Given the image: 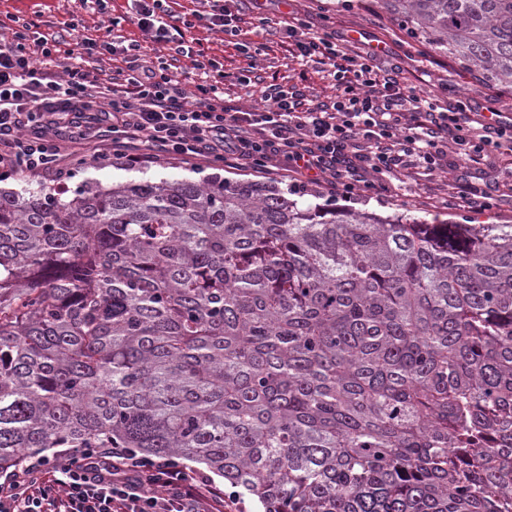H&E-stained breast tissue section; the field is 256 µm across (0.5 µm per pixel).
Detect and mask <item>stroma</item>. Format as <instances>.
<instances>
[{
    "mask_svg": "<svg viewBox=\"0 0 512 512\" xmlns=\"http://www.w3.org/2000/svg\"><path fill=\"white\" fill-rule=\"evenodd\" d=\"M296 11L313 31L336 33L355 38V48L367 50L370 44L385 41L391 60L401 61L410 84L437 95H464L474 106H492L512 114V90L479 82L447 55L440 54L416 42L402 30L396 16L381 8L378 0H264L262 7H255L252 0H243L239 9L236 42L225 41L223 34L208 30L203 23L187 29L186 38L199 40L207 57L220 63L224 78L226 105L244 109L263 106L262 91L271 83L294 86L304 95L308 104L330 101L337 94L336 84L329 74V67L319 61L297 56L285 38L281 25L289 11ZM29 19L41 14V33L60 31L62 23L72 24L65 34L59 52L45 59L52 71L64 72L78 64L90 72L111 70L115 64L81 56L83 38H96L105 34L115 40H134L141 53L154 56L160 47L144 34L130 18L127 0H111L109 16H102L81 0H0V13ZM250 45L253 55L243 54L241 45ZM84 161V168H77V161ZM66 167L67 185L82 182L109 186L140 180L180 181L190 179L251 180L268 183L267 175L249 169L232 170L222 163L210 162L195 165L177 160L151 163L145 166L126 167L116 163L95 161L92 150L72 154ZM465 169L463 160L456 153L448 155L447 173L434 177L392 182L389 190L344 199L334 197L323 185L305 187L304 194L314 203L335 202L336 205L375 211L381 214H399L409 219L425 222L448 220L457 224H512V153L500 150L489 155L482 172L486 189L495 194L508 195V203L486 212L451 207L446 203L453 177Z\"/></svg>",
    "mask_w": 512,
    "mask_h": 512,
    "instance_id": "stroma-1",
    "label": "stroma"
}]
</instances>
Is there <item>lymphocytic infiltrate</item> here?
<instances>
[{"label":"lymphocytic infiltrate","instance_id":"obj_1","mask_svg":"<svg viewBox=\"0 0 512 512\" xmlns=\"http://www.w3.org/2000/svg\"><path fill=\"white\" fill-rule=\"evenodd\" d=\"M138 28L168 52L190 59L203 49L175 37L164 0H130ZM31 19L0 34V178L49 172L63 180L64 158L89 140L101 159L137 166L214 159L228 168L271 171L303 185L350 196L410 177L443 173L449 152L471 166L512 151V118L473 109L470 98H440L405 82L399 64L381 68L385 48L349 55L335 36L314 32L296 13L284 31L304 58L327 59L338 94L332 105L302 108L296 87L263 90V108L225 106L218 83L186 94L164 58L137 43L86 38V54L121 60L124 82L102 83L70 67L65 77L40 66L57 39ZM280 159L269 169L272 159ZM0 512H224V490L209 475L127 448L31 459L0 478Z\"/></svg>","mask_w":512,"mask_h":512}]
</instances>
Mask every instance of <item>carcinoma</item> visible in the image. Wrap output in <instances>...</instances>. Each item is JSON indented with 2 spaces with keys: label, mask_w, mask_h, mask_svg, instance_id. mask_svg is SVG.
Listing matches in <instances>:
<instances>
[{
  "label": "carcinoma",
  "mask_w": 512,
  "mask_h": 512,
  "mask_svg": "<svg viewBox=\"0 0 512 512\" xmlns=\"http://www.w3.org/2000/svg\"><path fill=\"white\" fill-rule=\"evenodd\" d=\"M512 89V0H383ZM252 181L0 190V473L190 461L264 512H512V224Z\"/></svg>",
  "instance_id": "cac0c4a2"
}]
</instances>
